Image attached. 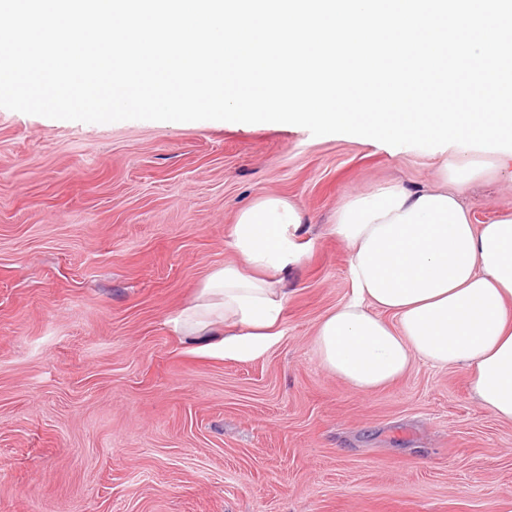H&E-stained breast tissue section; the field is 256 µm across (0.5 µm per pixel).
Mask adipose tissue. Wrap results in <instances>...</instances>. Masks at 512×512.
<instances>
[{"label":"adipose tissue","mask_w":512,"mask_h":512,"mask_svg":"<svg viewBox=\"0 0 512 512\" xmlns=\"http://www.w3.org/2000/svg\"><path fill=\"white\" fill-rule=\"evenodd\" d=\"M482 171L455 165L448 188L388 183L342 202L334 231L349 249L352 296L318 321L313 351L364 394L402 379L418 359L462 370L471 398L512 424V211L476 224L460 199ZM307 222L278 194L238 213L235 261L209 272L171 319L191 353L246 362L280 342V283L308 254Z\"/></svg>","instance_id":"obj_1"}]
</instances>
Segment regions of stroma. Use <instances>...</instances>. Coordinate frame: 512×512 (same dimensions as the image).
<instances>
[{"instance_id": "obj_1", "label": "stroma", "mask_w": 512, "mask_h": 512, "mask_svg": "<svg viewBox=\"0 0 512 512\" xmlns=\"http://www.w3.org/2000/svg\"><path fill=\"white\" fill-rule=\"evenodd\" d=\"M433 148L220 121L85 123L0 108V512H512V426L462 371L416 361L362 395L311 341L351 295L344 197L440 182ZM462 200L512 209L487 149ZM267 193L308 214L284 336L247 362L190 353L168 323L233 261Z\"/></svg>"}]
</instances>
